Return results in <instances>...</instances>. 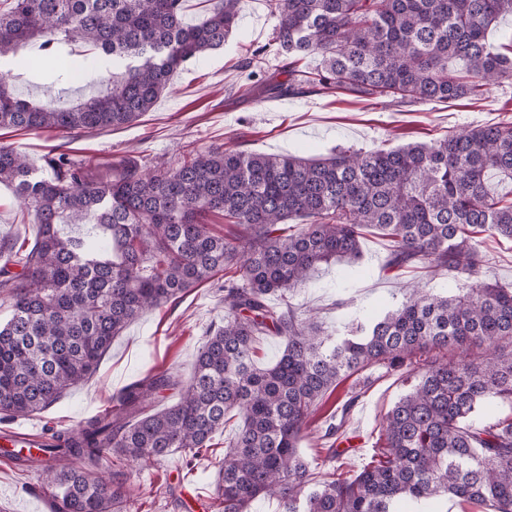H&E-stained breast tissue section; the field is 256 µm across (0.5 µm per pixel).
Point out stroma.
Instances as JSON below:
<instances>
[{
	"mask_svg": "<svg viewBox=\"0 0 512 512\" xmlns=\"http://www.w3.org/2000/svg\"><path fill=\"white\" fill-rule=\"evenodd\" d=\"M277 23L267 0H242L239 26L224 46L182 64L171 89L134 124L99 134L83 133L71 141L46 133L0 130V145L23 151L37 168L52 150L97 159L130 152L152 165L174 162L180 147L188 143L201 150L226 143L252 152L320 156L337 147L388 149L430 142L474 125L512 120V81L492 86L477 101L414 106L360 101L316 87L298 95H239L237 89L246 81L240 68L245 59H252L257 78L276 75L281 63L274 42ZM62 65L55 58L10 57L0 60V74L22 98L66 106L88 94L92 86L85 75L64 86L49 85L47 75ZM35 234L32 215L21 208L10 186L0 184V238L27 247ZM476 244L487 256L484 280L511 288L512 241L481 237ZM388 259L387 241L366 235L358 264L322 265L309 287L290 292V301L299 312L333 330L356 316L393 307L402 300L407 283L437 290L448 280L447 275L434 276L420 267L388 268ZM223 319L224 303L207 283L178 302L145 312L113 342L88 381L40 414L10 421V428L42 433L52 427L76 426L108 407L113 394L153 366L171 370L181 383H188L199 348L209 330ZM407 378V370L375 366L341 381L313 418L312 435L301 441L302 456L309 460L327 450L317 433L350 400L354 406L343 424L342 454L347 469L359 470L372 456L381 418L406 390ZM216 464L214 457L206 456L190 467L178 452L148 464L125 466L132 512H201L194 497L200 493L215 499ZM51 507L36 475L0 462V512H50Z\"/></svg>",
	"mask_w": 512,
	"mask_h": 512,
	"instance_id": "obj_1",
	"label": "stroma"
}]
</instances>
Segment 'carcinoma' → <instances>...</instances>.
<instances>
[{
  "instance_id": "carcinoma-1",
  "label": "carcinoma",
  "mask_w": 512,
  "mask_h": 512,
  "mask_svg": "<svg viewBox=\"0 0 512 512\" xmlns=\"http://www.w3.org/2000/svg\"><path fill=\"white\" fill-rule=\"evenodd\" d=\"M184 0H0V58L29 48L58 56L81 42L84 64L112 68L98 91L70 107L19 97L0 79V130L118 129L150 111L183 63L224 46L241 0H209L198 25ZM285 94L307 86L392 104L473 100L512 80V41L492 26L512 0H268ZM319 58L303 70L300 61ZM47 175L0 146V183L14 185L38 236L24 251L0 244V414L29 417L92 376L112 341L143 312L224 279V322L179 386L151 371L112 396V407L35 448L10 451L50 489L53 512H129L123 485L102 475L115 462L148 463L175 452L207 455L229 415L241 418L224 445L216 491L223 512H250L259 497L282 512H395L399 500L442 494L512 512V289L486 283L480 234L512 241V122L460 130L428 145L339 148L327 157L268 155L187 144L173 167L131 153L107 160L49 153ZM218 214L233 228L217 234ZM389 243V266L448 274L455 293L411 286L383 317L350 336L321 330L286 300L322 263L361 253L364 236ZM21 267L20 272L10 266ZM285 341L272 365L257 343ZM374 365L409 367L410 388L385 413L382 447L355 473L339 454L313 468L298 445L346 377ZM485 403L509 408L486 421ZM64 458L80 462L60 465Z\"/></svg>"
}]
</instances>
